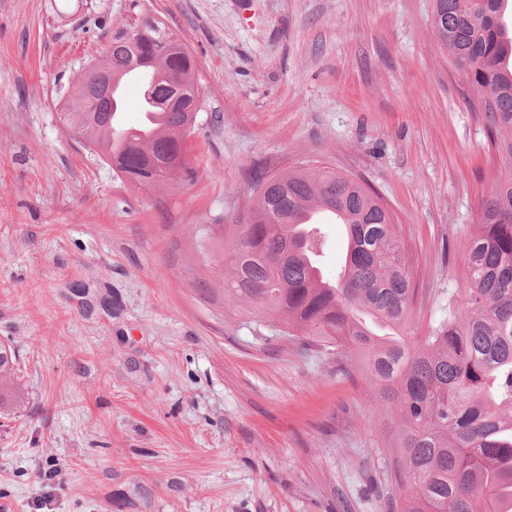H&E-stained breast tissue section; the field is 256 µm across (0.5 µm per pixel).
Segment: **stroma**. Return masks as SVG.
<instances>
[{
	"mask_svg": "<svg viewBox=\"0 0 512 512\" xmlns=\"http://www.w3.org/2000/svg\"><path fill=\"white\" fill-rule=\"evenodd\" d=\"M434 0H0V409L14 512H391L395 420L358 371L224 302L257 172L328 166L401 226L423 334L497 173ZM193 52V181L138 187L63 122L127 16ZM16 355L10 345L0 343V404L4 399V390L8 386V381L11 380L12 375L15 373Z\"/></svg>",
	"mask_w": 512,
	"mask_h": 512,
	"instance_id": "stroma-1",
	"label": "stroma"
}]
</instances>
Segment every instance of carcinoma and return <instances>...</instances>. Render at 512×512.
Listing matches in <instances>:
<instances>
[{"label":"carcinoma","mask_w":512,"mask_h":512,"mask_svg":"<svg viewBox=\"0 0 512 512\" xmlns=\"http://www.w3.org/2000/svg\"><path fill=\"white\" fill-rule=\"evenodd\" d=\"M503 2L435 0L433 26L450 63L491 101L485 117L500 171L466 242L465 288L448 297V315L425 335H405L418 293L407 241L379 194L358 179L326 169L260 177L248 223L230 228L224 300L248 301L275 335L360 368L397 417L387 444L399 463L393 512H512V65L507 76L499 67L508 25ZM158 38L145 29L133 55L119 35L105 56L116 74L144 64L156 70L148 97L163 102L166 119L153 140L116 149L112 101L85 112L78 85L67 114L135 186L162 183L163 165L169 178L194 176L188 164L174 162L189 150L181 130L191 117L197 63L181 41L158 56ZM322 208L347 217L343 276L329 288L313 272L324 227L299 220ZM15 363L14 350L1 342L0 403Z\"/></svg>","instance_id":"1"}]
</instances>
